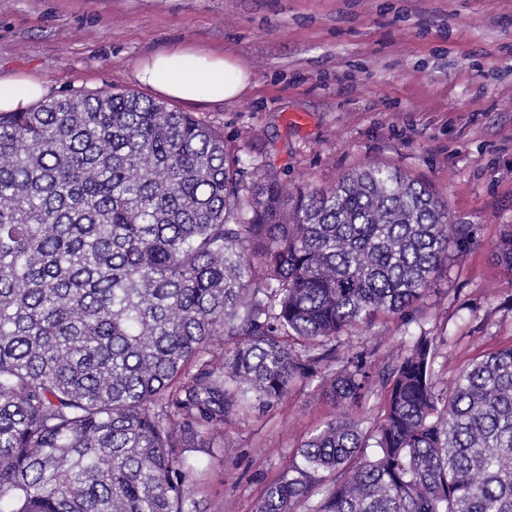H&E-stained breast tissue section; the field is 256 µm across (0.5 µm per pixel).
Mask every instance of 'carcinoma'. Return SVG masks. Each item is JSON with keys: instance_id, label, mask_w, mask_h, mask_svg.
Masks as SVG:
<instances>
[{"instance_id": "obj_1", "label": "carcinoma", "mask_w": 512, "mask_h": 512, "mask_svg": "<svg viewBox=\"0 0 512 512\" xmlns=\"http://www.w3.org/2000/svg\"><path fill=\"white\" fill-rule=\"evenodd\" d=\"M240 164L135 92L0 112V512H202L186 452L313 382L347 410L255 512H512V346L441 381L454 337L362 336L471 226L397 167L315 191Z\"/></svg>"}]
</instances>
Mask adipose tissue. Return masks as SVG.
<instances>
[{
  "label": "adipose tissue",
  "instance_id": "1",
  "mask_svg": "<svg viewBox=\"0 0 512 512\" xmlns=\"http://www.w3.org/2000/svg\"><path fill=\"white\" fill-rule=\"evenodd\" d=\"M133 76L139 85L189 104L237 99L251 82L250 71L239 61L185 47H172L139 61ZM46 92L38 78L0 76V112L24 111Z\"/></svg>",
  "mask_w": 512,
  "mask_h": 512
}]
</instances>
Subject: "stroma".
<instances>
[{
    "label": "stroma",
    "mask_w": 512,
    "mask_h": 512,
    "mask_svg": "<svg viewBox=\"0 0 512 512\" xmlns=\"http://www.w3.org/2000/svg\"><path fill=\"white\" fill-rule=\"evenodd\" d=\"M172 45L249 68L241 97L192 109L244 173L266 162L322 189L395 166L432 186L452 223L474 225L477 245L433 284L417 322L382 319L368 338L396 347L444 328L459 366L512 345V274L492 259L512 224V0H0V75L38 77L51 99L139 91L135 64ZM337 412L301 386L226 427L236 459L202 455L205 512H253Z\"/></svg>",
    "instance_id": "stroma-1"
}]
</instances>
